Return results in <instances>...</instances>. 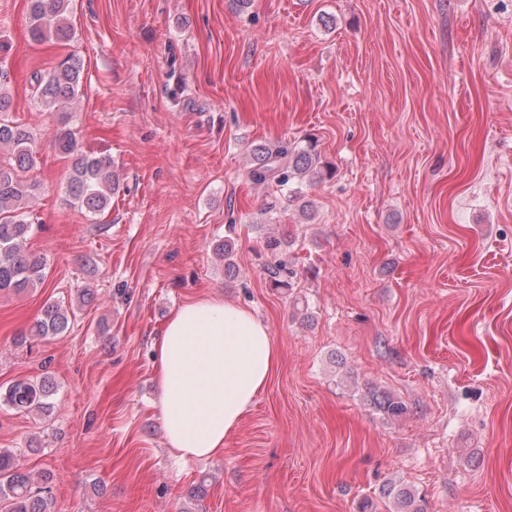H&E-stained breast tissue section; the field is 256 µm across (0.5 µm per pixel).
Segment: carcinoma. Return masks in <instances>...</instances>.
I'll return each instance as SVG.
<instances>
[{
  "label": "carcinoma",
  "mask_w": 512,
  "mask_h": 512,
  "mask_svg": "<svg viewBox=\"0 0 512 512\" xmlns=\"http://www.w3.org/2000/svg\"><path fill=\"white\" fill-rule=\"evenodd\" d=\"M69 0H29L30 35L36 41L72 37L68 19ZM82 76L80 60L69 57L46 73H36L31 81L33 98L47 111L58 115L59 128L54 138L55 151L71 161L66 182L70 196L86 213L98 216L109 209L112 195L119 183L112 171L108 156L84 154L78 147L77 133L69 126L68 109L77 99ZM7 75H0V293H21L44 283V257L26 250L25 242L32 232L33 221L26 211L28 200L35 195L39 184L27 177L34 165L32 135L25 125L8 118L11 106L3 91ZM319 157L311 146L288 141L259 144L251 151L248 176L258 186H275L280 195L267 202L265 212L277 209L281 200L299 206L305 212L311 207L301 185L303 178L317 170ZM281 240L270 237L266 249L274 261L266 266V275L276 288H290L294 271L279 257ZM71 311L57 303L46 305L34 322L30 335L57 336L68 330ZM53 383L19 380L0 394V401L16 410L28 413L47 412ZM369 405L388 419L407 413L405 402L375 388L368 391ZM46 485L35 486V479L18 468L14 454L0 449V497L11 501L12 512H53L52 496ZM381 496L393 503L395 512H423L415 493L404 484L387 483Z\"/></svg>",
  "instance_id": "1"
}]
</instances>
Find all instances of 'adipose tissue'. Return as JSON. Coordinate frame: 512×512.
I'll return each mask as SVG.
<instances>
[{
	"mask_svg": "<svg viewBox=\"0 0 512 512\" xmlns=\"http://www.w3.org/2000/svg\"><path fill=\"white\" fill-rule=\"evenodd\" d=\"M278 363L268 326L249 309L216 297L180 305L156 347L168 448L184 460L223 453Z\"/></svg>",
	"mask_w": 512,
	"mask_h": 512,
	"instance_id": "adipose-tissue-1",
	"label": "adipose tissue"
}]
</instances>
